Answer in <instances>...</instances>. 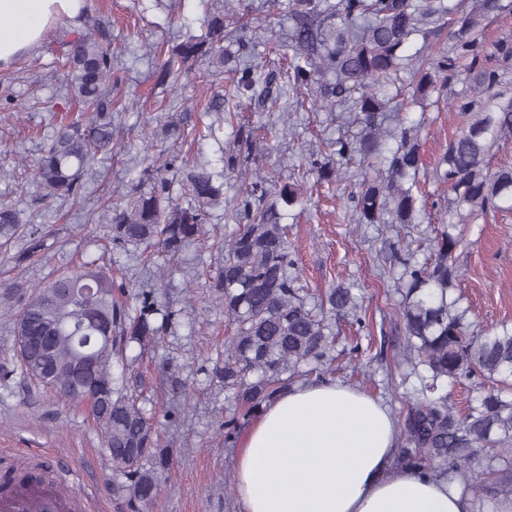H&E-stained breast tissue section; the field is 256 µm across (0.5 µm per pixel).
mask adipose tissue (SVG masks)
<instances>
[{"label": "adipose tissue", "instance_id": "adipose-tissue-1", "mask_svg": "<svg viewBox=\"0 0 512 512\" xmlns=\"http://www.w3.org/2000/svg\"><path fill=\"white\" fill-rule=\"evenodd\" d=\"M83 0H0V69L37 49ZM396 421L381 401L338 380L291 386L240 438L241 512H473L445 481L398 466Z\"/></svg>", "mask_w": 512, "mask_h": 512}]
</instances>
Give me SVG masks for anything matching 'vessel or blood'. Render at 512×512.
<instances>
[{"instance_id": "1", "label": "vessel or blood", "mask_w": 512, "mask_h": 512, "mask_svg": "<svg viewBox=\"0 0 512 512\" xmlns=\"http://www.w3.org/2000/svg\"><path fill=\"white\" fill-rule=\"evenodd\" d=\"M83 504V494L76 488L63 496L38 482L0 484V512H72Z\"/></svg>"}]
</instances>
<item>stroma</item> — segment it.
Wrapping results in <instances>:
<instances>
[{"instance_id": "stroma-1", "label": "stroma", "mask_w": 512, "mask_h": 512, "mask_svg": "<svg viewBox=\"0 0 512 512\" xmlns=\"http://www.w3.org/2000/svg\"><path fill=\"white\" fill-rule=\"evenodd\" d=\"M224 0H85L82 23L54 26L40 48L19 57L0 71V204L17 209L25 235L12 249H24L28 238H44L41 254L15 265L0 253V283L23 290L44 284L84 263L111 269L117 284L130 294L153 288L176 313L158 343L124 353L130 370L114 366L125 386L143 400L155 423L162 447L172 459L169 478L150 512H239L235 491L225 477L234 473L236 448L224 442V410L231 403L215 370V349L229 329L224 302L211 283L219 265L217 253L203 245L188 247L177 265L163 254L151 258L137 252L106 247V215L122 202L127 184L149 165L159 167L172 193H180L184 167L201 165L223 172L225 198L237 197L241 183L255 171L268 172L276 185L295 183L311 190L316 175L311 160L325 151L326 141L352 137L338 112L297 107L290 87L280 77L282 61L269 47L256 46L255 61L270 91L280 95L282 111H269L261 98H244L240 110L250 126L277 125L278 140L260 161L227 172L224 152L231 128L223 111L209 112L199 104L203 90L227 94L230 75L207 58L193 61L189 74L160 81L164 53L183 35L203 34L206 6ZM485 21L482 66L497 70L504 87L512 89V57L497 52L495 43L512 34V0ZM93 33L112 53V68L121 81L122 100L112 113L118 148L95 163L83 177L81 199H40L31 182V169L47 139L56 130L57 114L75 105L61 87L59 71L70 41ZM469 80L464 69L451 72L447 84L425 106H412L409 119H424L421 133L427 171L420 173L423 192L433 208L416 223L355 225L351 190L357 189L358 164L347 166L349 178L335 197L313 193L304 213H289L290 239L301 283L318 298L338 283L361 288L370 333L362 337L358 354L341 353L333 377L381 398L392 413H400L411 384L408 369L397 357L400 338L390 327L396 316L397 271L390 268V249L397 242L412 245L417 259L429 255L439 206L448 190L430 168L445 152L461 121L452 107L464 99ZM461 269V305L467 308L469 331L477 335L512 324V208L477 216L465 225L457 252ZM9 466L50 465L70 486L73 471L83 477L80 488L91 512H126L108 483L112 467L87 404L64 400L22 372L17 361L11 321L0 317V463Z\"/></svg>"}]
</instances>
